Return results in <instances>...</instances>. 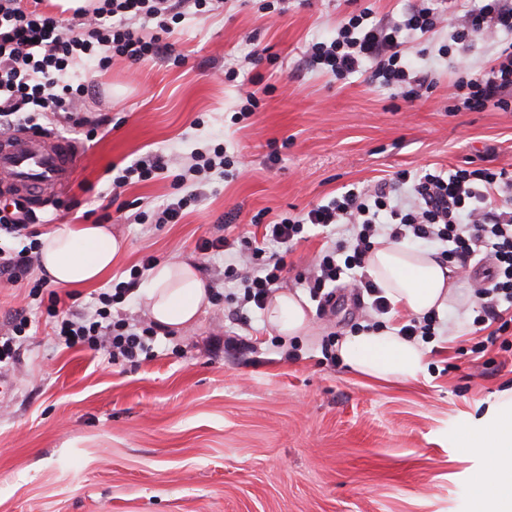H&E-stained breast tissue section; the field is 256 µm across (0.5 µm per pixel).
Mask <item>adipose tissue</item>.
Segmentation results:
<instances>
[{
	"instance_id": "obj_1",
	"label": "adipose tissue",
	"mask_w": 512,
	"mask_h": 512,
	"mask_svg": "<svg viewBox=\"0 0 512 512\" xmlns=\"http://www.w3.org/2000/svg\"><path fill=\"white\" fill-rule=\"evenodd\" d=\"M40 267L47 281L60 288L97 283L126 248L122 236L106 224H63L39 237ZM367 271L391 305L421 315L442 311L454 292L451 270L436 253L402 243H380L367 256ZM208 285L198 264L182 259L156 263L147 272L141 302L160 328L180 332L191 328ZM311 309L300 293L279 291L267 300L266 328L282 338L305 335ZM336 352L358 374L379 381L417 378L425 369L424 347L397 330L362 331L342 340ZM502 420L489 429L466 434L464 450L483 454L487 465L476 478L472 512H512V395L502 397Z\"/></svg>"
}]
</instances>
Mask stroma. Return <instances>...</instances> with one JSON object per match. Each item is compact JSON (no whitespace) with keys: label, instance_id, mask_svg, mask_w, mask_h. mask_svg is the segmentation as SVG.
<instances>
[{"label":"stroma","instance_id":"35a3bbf8","mask_svg":"<svg viewBox=\"0 0 512 512\" xmlns=\"http://www.w3.org/2000/svg\"><path fill=\"white\" fill-rule=\"evenodd\" d=\"M418 2L225 0L172 20L182 63L116 59L102 69L92 59L61 72V83L93 78L100 91L80 113L83 126L62 111L35 115L81 145L73 178L50 203L1 181L0 202L59 224L107 207L128 247L107 277L84 288L36 287V267L0 279V338L18 350L16 362L0 364L9 382L0 399V512H469L486 461L462 452V435L512 390V350H481L473 324L490 259L456 279L466 303L441 312L425 374L384 384L323 356L328 341L376 320L351 289H337L330 311L312 310L310 332L286 341L262 327L261 312L235 319V277L225 276L223 255L198 249L204 239L262 233L255 214L294 217L403 169H512V109H450L457 55L441 48L452 28L407 34L414 67L437 79L411 104L366 75L337 82L308 65L307 45L333 39L344 15L367 8L373 21L397 24ZM263 48L268 59L247 62ZM231 68L233 81L224 76ZM255 81L273 91L259 112L239 118ZM103 114L109 125L86 140ZM218 146L234 157V174L214 168L179 223H154L153 212L198 187L187 172L194 154ZM154 156L167 170L113 189V168ZM306 234L286 258L282 289L298 291L297 273L347 237L340 227ZM149 257L195 261L221 300L205 299L192 329L159 333L135 363L59 342L54 302L87 314ZM227 331L252 350L217 345Z\"/></svg>","mask_w":512,"mask_h":512}]
</instances>
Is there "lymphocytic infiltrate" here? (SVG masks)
Segmentation results:
<instances>
[{"instance_id": "1", "label": "lymphocytic infiltrate", "mask_w": 512, "mask_h": 512, "mask_svg": "<svg viewBox=\"0 0 512 512\" xmlns=\"http://www.w3.org/2000/svg\"><path fill=\"white\" fill-rule=\"evenodd\" d=\"M207 0H92L79 18L62 19L39 11H25L20 0H0V121L22 116L29 106L44 112L77 111L91 86L59 82L70 61L92 58L98 48L131 63H144L168 53L163 42L169 21L179 10L202 7ZM155 22L157 34L146 37L137 22ZM443 21L437 9L425 6L410 12L404 25L371 22L367 12L341 18L331 42L309 44L306 54L316 68L336 80L369 70L371 81L394 88L407 101L420 91L435 87L431 73L410 63L403 30L421 34L436 32ZM512 33V0H481L478 7L458 15L452 41L465 45L478 33ZM455 110H479L493 105L512 108V46L498 52L487 67L464 64L455 71ZM411 184L410 202L394 203L395 185ZM35 211L1 208L0 231L27 238L28 243L9 256L0 255V274L30 270L39 259L34 242ZM309 226H347L350 240L328 249L304 282L311 296H320L343 276H353L352 288L365 292L376 314L389 313L391 306L381 289L364 275L365 258L380 236L399 243L421 239L442 244L441 258L460 270L483 252H490L493 265L484 285L475 292L476 323L493 325L503 317V306L512 307V170L460 168L448 174L424 171L397 174L394 184L375 186L366 194L353 189L310 209L302 216L265 225L261 238L203 240V253L224 252L240 260L243 293L237 313L244 316L263 308L270 293L282 280L286 266L283 252L304 237ZM137 279L118 283L113 292L99 295L100 306L90 319L62 315L60 333L67 346L111 349L114 356L135 360L146 339L158 332L156 325L132 332L125 318L113 317L111 306L126 299L137 288Z\"/></svg>"}]
</instances>
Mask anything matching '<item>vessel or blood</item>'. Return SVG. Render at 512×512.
<instances>
[{
  "label": "vessel or blood",
  "instance_id": "b4317fda",
  "mask_svg": "<svg viewBox=\"0 0 512 512\" xmlns=\"http://www.w3.org/2000/svg\"><path fill=\"white\" fill-rule=\"evenodd\" d=\"M81 149L75 142L27 130L0 134V179L29 195L65 188Z\"/></svg>",
  "mask_w": 512,
  "mask_h": 512
}]
</instances>
